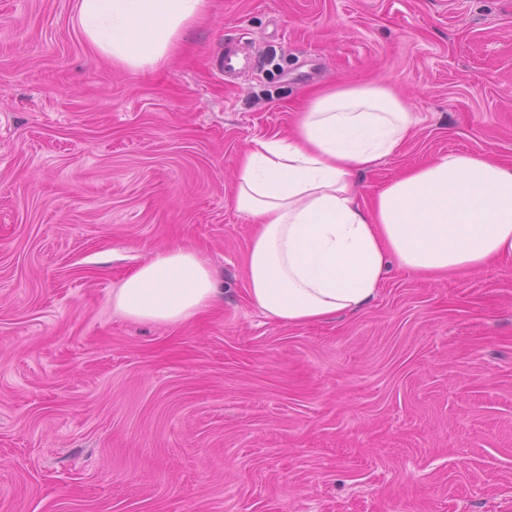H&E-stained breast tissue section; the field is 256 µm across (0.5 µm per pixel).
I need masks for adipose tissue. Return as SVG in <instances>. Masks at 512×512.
<instances>
[{"instance_id": "adipose-tissue-1", "label": "adipose tissue", "mask_w": 512, "mask_h": 512, "mask_svg": "<svg viewBox=\"0 0 512 512\" xmlns=\"http://www.w3.org/2000/svg\"><path fill=\"white\" fill-rule=\"evenodd\" d=\"M209 0H76L88 45L116 68L150 73L175 56ZM416 117L387 83L323 87L288 135L257 140L238 165L237 212L256 230L250 302L300 325L367 306L389 263L416 274L468 275L512 259V165L451 152L409 168L371 202L353 175L397 154ZM213 275L193 251L157 254L112 291L141 321L180 324L213 302Z\"/></svg>"}]
</instances>
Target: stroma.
Segmentation results:
<instances>
[{
  "label": "stroma",
  "instance_id": "obj_1",
  "mask_svg": "<svg viewBox=\"0 0 512 512\" xmlns=\"http://www.w3.org/2000/svg\"><path fill=\"white\" fill-rule=\"evenodd\" d=\"M75 3L0 0V512H512V259L395 265L365 310L286 325L248 299L235 208L241 153L335 84L419 119L363 200L451 151L512 165V0H210L146 74L96 56ZM235 47L256 66L228 85ZM179 247L213 307L115 312Z\"/></svg>",
  "mask_w": 512,
  "mask_h": 512
}]
</instances>
